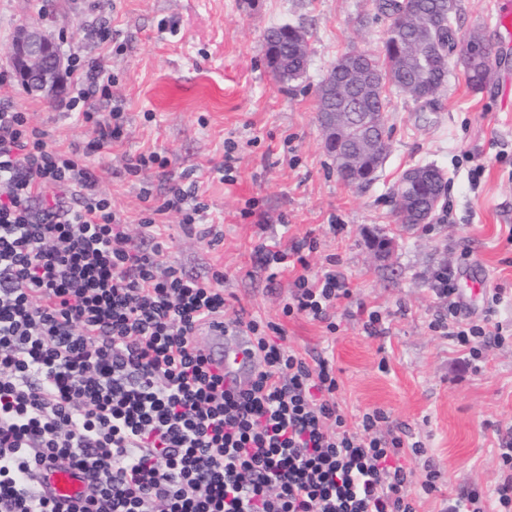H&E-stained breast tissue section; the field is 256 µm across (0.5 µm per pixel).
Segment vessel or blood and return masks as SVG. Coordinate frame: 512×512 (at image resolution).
I'll use <instances>...</instances> for the list:
<instances>
[{"instance_id":"vessel-or-blood-1","label":"vessel or blood","mask_w":512,"mask_h":512,"mask_svg":"<svg viewBox=\"0 0 512 512\" xmlns=\"http://www.w3.org/2000/svg\"><path fill=\"white\" fill-rule=\"evenodd\" d=\"M487 280L488 275L483 268H474L464 280L466 290L460 295L462 302L467 303L485 295ZM203 335L207 340L210 368L223 375L225 390L236 391L246 387L258 362L241 328H234L232 334L228 335L223 326H211L204 330ZM35 479L65 510L78 503L87 492V480L83 473L60 462L43 463Z\"/></svg>"}]
</instances>
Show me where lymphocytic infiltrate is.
Masks as SVG:
<instances>
[{
  "label": "lymphocytic infiltrate",
  "instance_id": "obj_1",
  "mask_svg": "<svg viewBox=\"0 0 512 512\" xmlns=\"http://www.w3.org/2000/svg\"><path fill=\"white\" fill-rule=\"evenodd\" d=\"M69 70L65 106L98 133L86 147H52L46 129L0 101V512H60L28 479L45 458L87 479L71 512H417L408 485L421 441L379 408L349 428L328 358L307 360L280 324L232 309L222 271L160 263L170 245L157 216L173 211L213 234L197 183L143 192L148 215L140 238L129 234L88 161L124 135L122 114L96 105L112 75L95 58ZM316 247L307 236L262 241L252 256L275 276L301 267L282 312L333 333L331 312L352 292L335 268L310 272ZM433 279L448 312L432 330L476 360L504 342L502 324L464 312L456 268ZM221 318L244 327L258 358L236 392L196 336ZM499 456L509 472L494 503L471 490L447 512H512V448Z\"/></svg>",
  "mask_w": 512,
  "mask_h": 512
}]
</instances>
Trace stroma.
<instances>
[{"label":"stroma","instance_id":"35a3bbf8","mask_svg":"<svg viewBox=\"0 0 512 512\" xmlns=\"http://www.w3.org/2000/svg\"><path fill=\"white\" fill-rule=\"evenodd\" d=\"M499 2L459 0L460 38L476 35L494 45L490 22ZM28 23L55 34L64 54L81 50L112 72V96L99 107L120 110L125 137L91 161L101 192L127 223L138 226L146 215L141 188L161 196L170 180L198 182L221 237L200 239L175 212L157 216L171 242L166 260L194 274L223 270L234 307L281 323L291 348L327 357L349 425L380 408L421 440L426 452L412 480L421 482L430 465L441 480L437 492L420 498L418 512H442L446 499L473 489L493 499L503 473L498 450L512 440V336L485 348L475 368L429 324L445 310L432 275L459 263L466 250L471 264L486 267L489 288L504 291L494 321L512 327V108L498 92V64L477 90L456 50L448 82L431 101L387 88L389 153L376 180L351 187L324 147L318 87L347 50L381 55L389 21L375 0H0L1 68H9L8 48ZM281 23L307 34V71L289 85L276 79L265 56V32ZM102 27L112 32L104 43L94 35ZM5 99L48 129L53 146L94 138L90 126L61 111L65 94H32L12 77L0 84ZM228 140L235 144L232 184L215 171ZM152 151L168 160L169 179L152 168L126 174L128 157ZM424 164L445 175L442 208L450 217L396 223L391 197L398 179ZM252 203L265 212L264 226L240 219ZM284 235L316 240L312 270L335 258L353 301L381 311V335L365 333L359 315L341 308L334 333L305 316H283L295 273L268 282L252 249L258 239L274 243ZM381 240L394 248L380 260L374 252Z\"/></svg>","mask_w":512,"mask_h":512}]
</instances>
